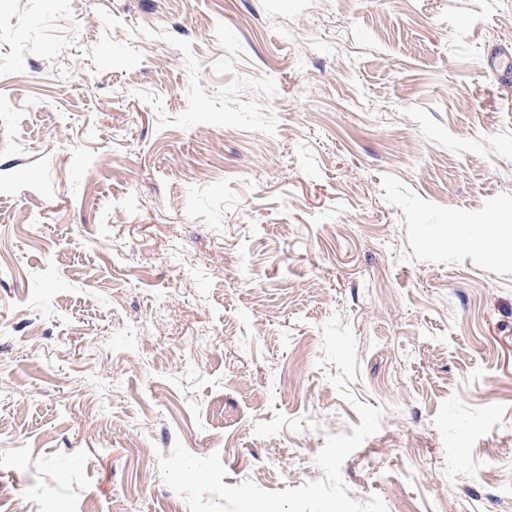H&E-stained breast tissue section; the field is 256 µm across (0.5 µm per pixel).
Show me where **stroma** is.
Segmentation results:
<instances>
[{
	"label": "stroma",
	"mask_w": 512,
	"mask_h": 512,
	"mask_svg": "<svg viewBox=\"0 0 512 512\" xmlns=\"http://www.w3.org/2000/svg\"><path fill=\"white\" fill-rule=\"evenodd\" d=\"M508 70L512 0H0V512L296 488L357 401L355 502L512 512Z\"/></svg>",
	"instance_id": "obj_1"
}]
</instances>
